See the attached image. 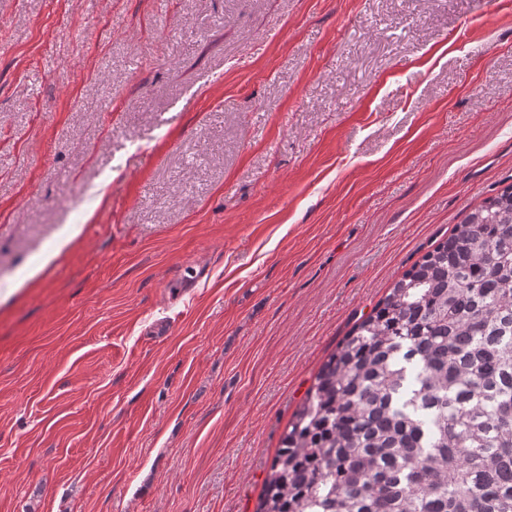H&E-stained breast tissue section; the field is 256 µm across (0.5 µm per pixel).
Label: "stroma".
I'll use <instances>...</instances> for the list:
<instances>
[{
	"mask_svg": "<svg viewBox=\"0 0 512 512\" xmlns=\"http://www.w3.org/2000/svg\"><path fill=\"white\" fill-rule=\"evenodd\" d=\"M511 184L512 0H0V512H255Z\"/></svg>",
	"mask_w": 512,
	"mask_h": 512,
	"instance_id": "obj_1",
	"label": "stroma"
}]
</instances>
